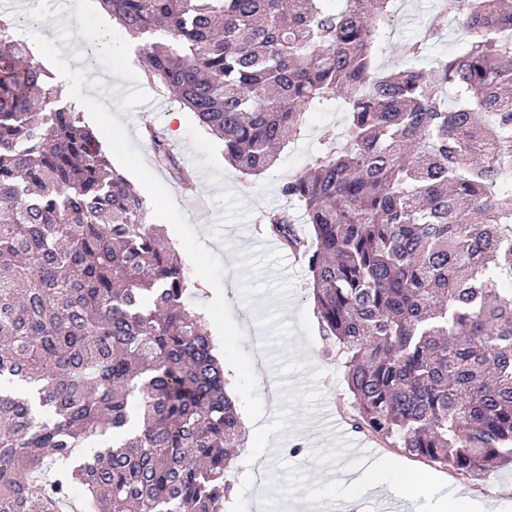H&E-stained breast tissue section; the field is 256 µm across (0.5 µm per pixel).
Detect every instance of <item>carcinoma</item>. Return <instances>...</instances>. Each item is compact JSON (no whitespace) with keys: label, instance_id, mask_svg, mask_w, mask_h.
I'll return each instance as SVG.
<instances>
[{"label":"carcinoma","instance_id":"obj_1","mask_svg":"<svg viewBox=\"0 0 512 512\" xmlns=\"http://www.w3.org/2000/svg\"><path fill=\"white\" fill-rule=\"evenodd\" d=\"M99 2L241 172L339 105L344 134L280 187L313 237L263 220L307 259L355 422L473 480L512 466V10L441 0L390 69L394 0ZM450 18L466 39L432 58ZM14 28L0 13V512H224L245 427L209 321Z\"/></svg>","mask_w":512,"mask_h":512}]
</instances>
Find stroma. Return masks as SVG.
I'll list each match as a JSON object with an SVG mask.
<instances>
[{"mask_svg": "<svg viewBox=\"0 0 512 512\" xmlns=\"http://www.w3.org/2000/svg\"><path fill=\"white\" fill-rule=\"evenodd\" d=\"M21 12L39 16L74 13L62 35L46 41V27L26 26L24 38L44 45L56 74L77 83L88 73L101 82L118 76L124 96L111 98L94 87L82 112L86 124L101 134L102 146L115 168L143 195L147 221L163 225L171 247L181 255L188 278L206 281L194 291L190 307L209 313L213 335L224 341L226 380L237 392V411L260 420L259 433H246L234 469L226 512H310L318 502L328 512L342 502L355 512H389L394 500L409 512H430L431 479L441 494L464 488L485 500L489 512H512V470L475 481L434 468L426 460L402 454L381 438L354 425L352 395L344 377L345 358L328 347L310 295V274L293 253L271 238L262 222L271 209L287 207L279 188L289 176L309 167L323 152L328 132H342L346 118L336 107L310 113L298 139L285 146L279 165L248 176L224 159L223 146L201 127L191 111L167 99L163 111L142 109L140 94L149 86L135 60L94 51L83 26L98 13L97 0H20ZM434 0H396V21L377 52L381 66H402L405 49L432 11ZM182 112V123L170 121ZM155 127L195 177L194 191H184L152 161L146 127ZM262 332L274 352L264 367L251 360V338ZM279 384L275 407L263 396L266 380ZM302 445L301 455L287 448ZM376 457L392 456L415 475L398 492H371L346 480L359 471L360 446ZM267 476L262 491L253 488L257 473Z\"/></svg>", "mask_w": 512, "mask_h": 512, "instance_id": "35a3bbf8", "label": "stroma"}]
</instances>
